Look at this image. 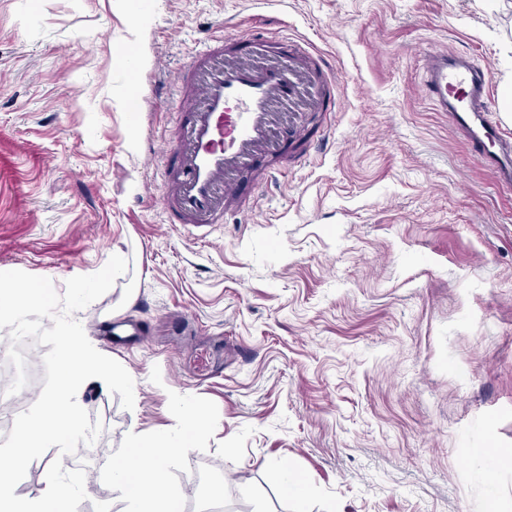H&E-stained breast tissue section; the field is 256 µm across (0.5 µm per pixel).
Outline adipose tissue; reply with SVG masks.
I'll use <instances>...</instances> for the list:
<instances>
[{
  "label": "adipose tissue",
  "mask_w": 512,
  "mask_h": 512,
  "mask_svg": "<svg viewBox=\"0 0 512 512\" xmlns=\"http://www.w3.org/2000/svg\"><path fill=\"white\" fill-rule=\"evenodd\" d=\"M184 433L178 443L131 433L128 450L112 462V478L127 508L125 512H180L183 492L168 477V464L183 454L198 425L192 413L182 416Z\"/></svg>",
  "instance_id": "ef3b65f1"
}]
</instances>
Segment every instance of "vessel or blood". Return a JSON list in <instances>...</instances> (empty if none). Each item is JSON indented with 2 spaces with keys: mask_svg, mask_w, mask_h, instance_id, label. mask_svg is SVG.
I'll return each mask as SVG.
<instances>
[{
  "mask_svg": "<svg viewBox=\"0 0 512 512\" xmlns=\"http://www.w3.org/2000/svg\"><path fill=\"white\" fill-rule=\"evenodd\" d=\"M250 46V39L226 36L223 21H216L176 77L174 97L182 119L164 169L163 197L172 223L220 224L229 212L241 210V181L284 164L308 134L309 114L291 109L302 86L314 83L321 90L314 111L335 107V81L320 57L298 43L275 41L265 51L269 63L261 64L249 60ZM488 82L469 58L432 53L422 94L492 165L498 184L511 190L512 133L487 109Z\"/></svg>",
  "mask_w": 512,
  "mask_h": 512,
  "instance_id": "b4317fda",
  "label": "vessel or blood"
}]
</instances>
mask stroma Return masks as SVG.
<instances>
[{
    "mask_svg": "<svg viewBox=\"0 0 512 512\" xmlns=\"http://www.w3.org/2000/svg\"><path fill=\"white\" fill-rule=\"evenodd\" d=\"M218 18L311 44L336 107L245 215L194 228L161 205L162 152ZM440 50L487 69L512 127V0H0V271L61 294L129 262L74 314L135 395L80 397L102 430L78 512H122L113 457L186 410L204 425L168 472L190 503L203 465L224 512H295L285 464L308 512H512V191L420 93ZM281 490L287 497H291L297 505L296 512H306V498L309 495V488L303 479L294 471L285 467L281 468Z\"/></svg>",
    "mask_w": 512,
    "mask_h": 512,
    "instance_id": "obj_1",
    "label": "stroma"
}]
</instances>
